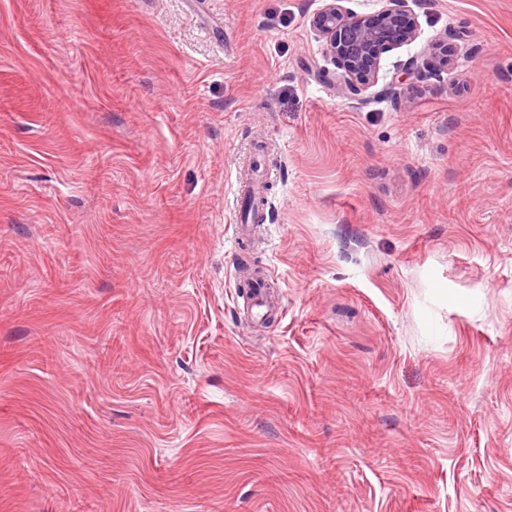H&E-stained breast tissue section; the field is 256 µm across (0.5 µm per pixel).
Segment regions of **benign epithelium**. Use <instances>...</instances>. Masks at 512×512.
Segmentation results:
<instances>
[{"label":"benign epithelium","instance_id":"obj_1","mask_svg":"<svg viewBox=\"0 0 512 512\" xmlns=\"http://www.w3.org/2000/svg\"><path fill=\"white\" fill-rule=\"evenodd\" d=\"M343 2L323 0L310 18V27L342 70L336 81L338 93L351 98L377 84L382 54L415 41L419 25L407 0H385L383 9L373 14L354 13ZM447 62L433 54L420 62L411 61L409 70L429 72Z\"/></svg>","mask_w":512,"mask_h":512}]
</instances>
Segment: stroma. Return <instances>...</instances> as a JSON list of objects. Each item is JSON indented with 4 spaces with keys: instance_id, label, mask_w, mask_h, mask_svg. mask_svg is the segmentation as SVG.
<instances>
[{
    "instance_id": "stroma-1",
    "label": "stroma",
    "mask_w": 512,
    "mask_h": 512,
    "mask_svg": "<svg viewBox=\"0 0 512 512\" xmlns=\"http://www.w3.org/2000/svg\"><path fill=\"white\" fill-rule=\"evenodd\" d=\"M321 6L0 0V512H512V0ZM345 1L323 0L310 27L343 70L336 81L338 93L352 98L377 84L382 54L415 41L419 25L407 0H385L383 9L373 14L354 13Z\"/></svg>"
}]
</instances>
